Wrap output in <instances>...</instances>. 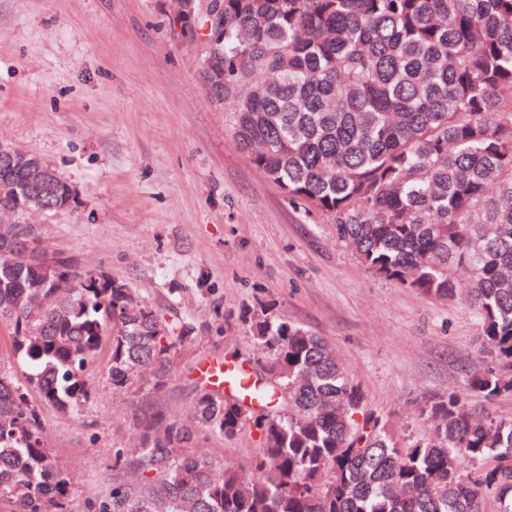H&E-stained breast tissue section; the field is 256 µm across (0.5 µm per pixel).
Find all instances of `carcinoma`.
I'll return each mask as SVG.
<instances>
[{
	"mask_svg": "<svg viewBox=\"0 0 512 512\" xmlns=\"http://www.w3.org/2000/svg\"><path fill=\"white\" fill-rule=\"evenodd\" d=\"M206 2L202 78L232 101L241 149L374 273L438 299L465 291L486 358L469 386L511 394L512 0ZM30 159L0 151V213L14 217L0 225V321L29 368L24 383L0 377V501L71 512L40 405L86 402L84 368L106 343L112 388L145 369L160 386L186 336L105 274L28 262L25 217L72 201L49 166L30 180ZM252 331L268 374L256 403L203 388L192 424H151L102 512H512V419H477L450 390L420 407L433 434L400 441L325 340L265 309ZM248 428L261 449L245 469L181 451L196 431Z\"/></svg>",
	"mask_w": 512,
	"mask_h": 512,
	"instance_id": "obj_1",
	"label": "carcinoma"
}]
</instances>
